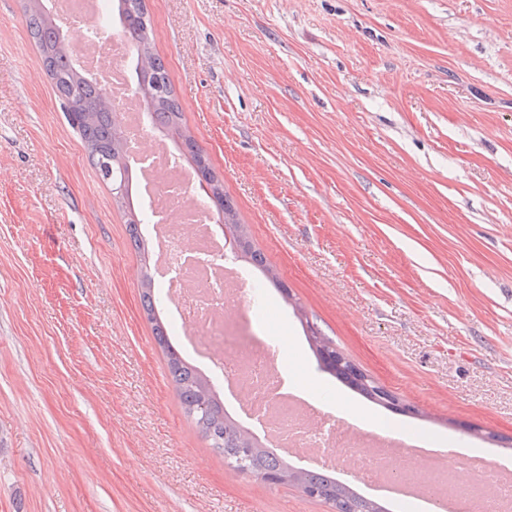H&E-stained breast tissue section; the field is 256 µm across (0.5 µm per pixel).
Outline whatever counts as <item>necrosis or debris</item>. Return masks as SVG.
Wrapping results in <instances>:
<instances>
[{
	"mask_svg": "<svg viewBox=\"0 0 512 512\" xmlns=\"http://www.w3.org/2000/svg\"><path fill=\"white\" fill-rule=\"evenodd\" d=\"M73 51L88 55L110 83V96L123 126L125 141L138 164L143 208L150 215L159 284L171 319L187 344L214 377L225 380V400L257 428L261 439L276 438L281 450L298 461L317 460L351 471L369 486L396 484L446 495L450 512H469L477 503L493 512H512V465L467 458L471 473L461 480L454 465L436 463L433 454L395 468L400 438L356 428L315 410L296 394H285L283 361L265 339L262 314L247 299L248 274L225 262L224 229L208 209L188 193V176L179 156L162 140L149 141L148 117L131 89L133 57L125 39L73 41ZM239 315H230L232 305Z\"/></svg>",
	"mask_w": 512,
	"mask_h": 512,
	"instance_id": "1",
	"label": "necrosis or debris"
}]
</instances>
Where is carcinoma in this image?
Masks as SVG:
<instances>
[{
    "instance_id": "obj_1",
    "label": "carcinoma",
    "mask_w": 512,
    "mask_h": 512,
    "mask_svg": "<svg viewBox=\"0 0 512 512\" xmlns=\"http://www.w3.org/2000/svg\"><path fill=\"white\" fill-rule=\"evenodd\" d=\"M123 38L135 54L146 53L152 59L151 67L140 72L139 95L154 130L171 141L179 157L194 169L200 182L209 189V199H224L220 221L228 232L241 241L238 259L255 269L283 293L292 303L288 286L263 253L253 246L248 225L241 223L239 212L224 191V179L212 168L203 149L197 144L184 122L182 107L175 96L169 72L155 46L146 0H116ZM27 25L41 55L46 73L55 87L65 112L76 114L88 159L103 179L114 184L124 183V193L115 198L125 216L127 230L135 250L143 263L150 260L148 241L139 227L145 223L144 211L132 202L133 170L126 158L124 137L117 113L103 104V91L93 87L85 75L71 62L70 41L57 29L51 12L43 9L37 0H24ZM141 304L145 319L151 324L154 339L162 351L186 417L195 425L209 446L223 455L228 463L258 480L269 475L279 477V484L293 486L303 495L318 492L332 512H391L387 506L358 492L351 485L327 473L295 466L279 456L274 449L262 444L224 409L213 381L196 365L190 363L171 342L168 330L157 310V297L152 276L141 281ZM305 336L319 368L336 378L344 386L367 401L384 406L394 393L387 391L364 372L351 379L340 369L324 361V355H341L332 340L313 324L306 323Z\"/></svg>"
}]
</instances>
